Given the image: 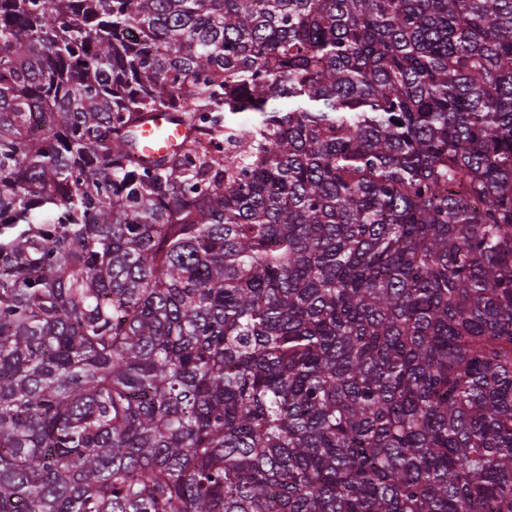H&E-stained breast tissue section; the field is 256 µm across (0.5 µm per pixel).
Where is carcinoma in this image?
<instances>
[{
	"label": "carcinoma",
	"instance_id": "obj_1",
	"mask_svg": "<svg viewBox=\"0 0 512 512\" xmlns=\"http://www.w3.org/2000/svg\"><path fill=\"white\" fill-rule=\"evenodd\" d=\"M0 512H512V0H0ZM186 135L182 125L170 121L166 115H156L143 125L140 146L144 153L165 154L176 149Z\"/></svg>",
	"mask_w": 512,
	"mask_h": 512
}]
</instances>
